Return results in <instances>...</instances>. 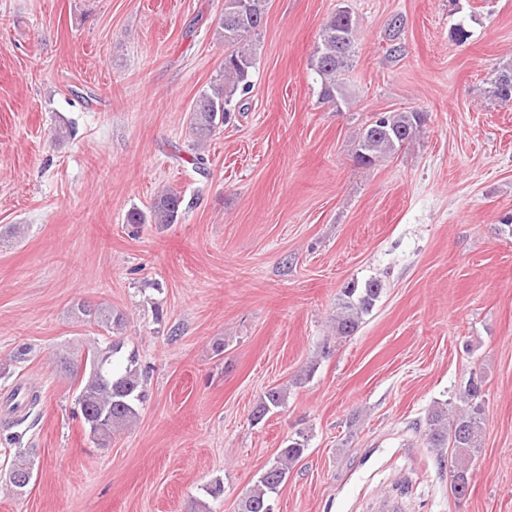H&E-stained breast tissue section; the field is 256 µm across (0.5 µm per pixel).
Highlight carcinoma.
<instances>
[{
	"label": "carcinoma",
	"instance_id": "obj_1",
	"mask_svg": "<svg viewBox=\"0 0 512 512\" xmlns=\"http://www.w3.org/2000/svg\"><path fill=\"white\" fill-rule=\"evenodd\" d=\"M268 0H224V9L217 24V34L224 41V65L208 89L197 97L191 120L195 145L210 141L241 101L237 94L246 95L251 90L250 74L256 54L254 37L267 13ZM404 19L395 17L389 28L387 52L400 55L403 46L400 35ZM357 33L352 16L345 7L339 8L323 25L310 60V70L320 83L322 100L338 107L345 101L346 93L341 76L354 66ZM486 93L495 100L512 96V65L502 68ZM426 122V114L418 110L382 112L375 123L362 131L356 146V159L362 165L394 153L413 141ZM181 196L171 190L156 195L149 214L131 211L129 224L167 225L177 223L181 215ZM382 293L380 281L372 279L362 284L351 281L341 291L336 311V336L353 335L370 313ZM79 314L109 334L125 327L123 316L109 305L95 307L80 305ZM123 341L112 339L103 347H95L86 356L89 369L76 371L60 360V369L78 379L80 392L78 406L88 434L97 444L104 446L112 436L121 432L137 416L138 404L144 402L145 373L138 367L134 355L126 362H115L122 351ZM482 381L470 377L464 389L467 408L433 409L427 419L425 433L432 448L451 446L450 489L454 497L465 496L468 489V461L481 448L483 433L481 397ZM287 397L286 389L271 387L260 397L253 411V419L262 420L268 413L282 407ZM40 395L22 385L16 386L7 397L9 420L3 423L6 430L22 426L28 413L39 404ZM307 448V437L301 431L288 439L278 456L263 470L249 489L240 505V512H273L272 498L286 480L290 468L300 461ZM33 452L29 448L17 449L12 460L8 481L17 489L15 476L33 473Z\"/></svg>",
	"mask_w": 512,
	"mask_h": 512
}]
</instances>
